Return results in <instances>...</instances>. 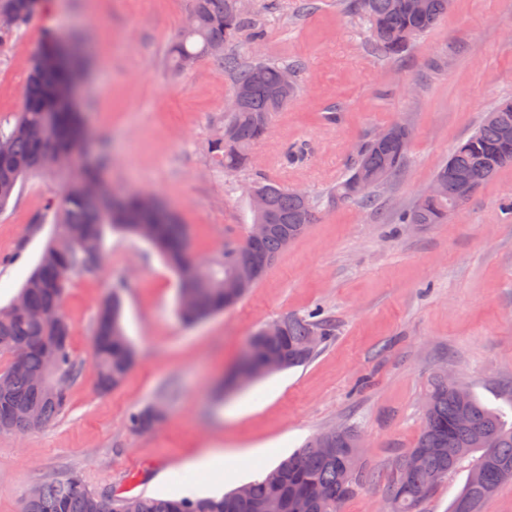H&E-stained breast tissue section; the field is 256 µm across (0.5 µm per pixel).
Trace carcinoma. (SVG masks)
<instances>
[{"instance_id":"cac0c4a2","label":"carcinoma","mask_w":512,"mask_h":512,"mask_svg":"<svg viewBox=\"0 0 512 512\" xmlns=\"http://www.w3.org/2000/svg\"><path fill=\"white\" fill-rule=\"evenodd\" d=\"M46 2L0 0V14L12 17L10 24L0 25V47L10 44L22 27L40 15ZM425 2L421 11L413 8L411 0H350L349 8L367 26L372 50L395 56L430 31L448 12L451 0ZM229 3L195 0L194 20L169 49V62L175 71L212 58L232 73V91L250 86L241 107L225 112L224 129L232 132V139L226 140L220 133L209 143L227 174L250 164L251 150L269 132L274 114L284 111L295 96V88L284 96L277 95L284 71L292 72L298 83L302 70L298 63L269 61L256 54L245 59L224 51L244 29L252 30L255 44L263 36L261 23L253 15L231 13ZM87 45L89 41L83 36L64 39L45 31L29 59L23 110L14 122L0 123V211L33 174L69 172L60 196L36 219L39 224L51 225V230L19 291L23 314L16 316L10 308H0V356L10 357L9 365L0 368V433L26 434L34 430L30 415H36L42 427L68 408L70 393L65 384H59L50 397L35 380L44 373L51 356L62 377L76 376L71 327L57 325L55 311L73 278L91 276L101 269L108 235L125 233L126 225L137 222L155 225V237L149 243L175 271L179 293L193 301V309L181 314L188 323L236 305L247 293L226 287L244 244H226L219 258L201 264L190 254L186 225L170 208L150 204L141 193L120 198L109 187L96 186L101 168L110 159L109 145L84 125L79 104H68L60 96L65 81L75 75V62L65 48L82 55ZM48 58L59 60V64L45 68ZM506 129L512 131L509 99L486 112L480 126L456 144L435 173V178L447 186L445 194L420 196L406 223H448L465 206L459 202L460 176L472 175L482 186L503 167L512 165V135L504 136ZM411 139L412 131L393 121L362 141L355 150L354 167L331 190L333 199L372 207L375 190L405 167ZM359 171L368 177L363 188L355 182ZM249 189L264 192L272 203L276 223L253 249L273 260L313 223L317 201L309 198L306 210L296 190L265 178L254 180ZM112 288V295L98 307L92 338V360L103 392L118 387L137 359L122 322L125 282L117 281ZM281 323L284 330L276 336H263L258 329L250 337L249 367L271 358L285 359L286 369L304 366L332 336L331 326L311 315L284 316ZM426 399L430 410L424 414L417 442L395 462L387 482L392 512H416L429 491L473 454L472 470L481 471L480 479L467 476L449 512H457L461 499L467 500L471 512H481L499 486L512 481V423L501 410L483 404L470 391L460 400L448 385V377L440 373L434 376ZM129 424L139 432L151 429L147 408L134 412ZM361 481L359 437L354 428L344 427L339 434L334 429L316 434L251 482L252 494L247 500L238 499L234 491L221 497H115L92 491L82 476L70 473L36 485L37 496L24 499L21 512H341L343 502L357 491Z\"/></svg>"}]
</instances>
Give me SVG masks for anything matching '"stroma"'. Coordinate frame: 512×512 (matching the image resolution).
<instances>
[{"instance_id":"35a3bbf8","label":"stroma","mask_w":512,"mask_h":512,"mask_svg":"<svg viewBox=\"0 0 512 512\" xmlns=\"http://www.w3.org/2000/svg\"><path fill=\"white\" fill-rule=\"evenodd\" d=\"M253 0L265 36L250 31L235 52L302 62L287 111L252 150L248 168L225 174L208 151L224 122L233 79L204 58L182 72L166 55L193 0H48L42 15L0 48V120L21 111L30 56L45 29L83 33L93 46L79 93L87 124L105 137L109 187L145 191L171 206L201 261L241 242L248 187L263 174L318 201L307 232L282 252L234 307L196 325L177 312L174 273L143 241L107 239L106 261L71 281L64 314L78 374L70 406L43 428L0 434V512H20L25 490L81 474L117 496L209 495L192 469L210 452H254L244 481L269 470L311 436L342 426L363 444V481L342 512H390L385 485L394 460L413 448L436 372L448 371L512 419V165L445 224H405L455 144L485 112L512 99V0H453L436 27L394 58L374 54L345 0ZM400 120L413 137L404 169L367 210L328 197L354 162L357 143ZM303 147L287 161L288 147ZM62 177L27 180L0 212V306L19 292L46 229L36 217L61 193ZM125 279L123 322L137 361L123 384L97 387L91 360L99 304ZM320 310L333 335L307 365L271 374L224 397L215 388L260 327ZM158 403L165 419L137 432L130 414Z\"/></svg>"}]
</instances>
